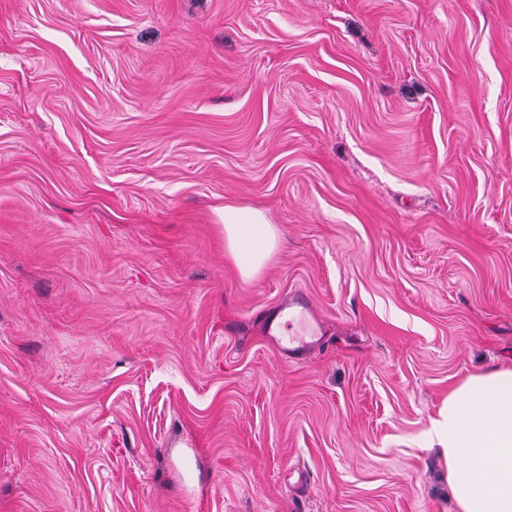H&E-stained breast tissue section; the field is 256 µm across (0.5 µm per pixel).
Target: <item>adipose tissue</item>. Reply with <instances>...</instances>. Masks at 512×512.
I'll return each instance as SVG.
<instances>
[{
  "instance_id": "ef3b65f1",
  "label": "adipose tissue",
  "mask_w": 512,
  "mask_h": 512,
  "mask_svg": "<svg viewBox=\"0 0 512 512\" xmlns=\"http://www.w3.org/2000/svg\"><path fill=\"white\" fill-rule=\"evenodd\" d=\"M222 219L227 257L243 278H254L281 244L277 231L250 207H225ZM433 430L457 512H512V366L463 380Z\"/></svg>"
}]
</instances>
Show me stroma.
I'll return each mask as SVG.
<instances>
[{
	"instance_id": "35a3bbf8",
	"label": "stroma",
	"mask_w": 512,
	"mask_h": 512,
	"mask_svg": "<svg viewBox=\"0 0 512 512\" xmlns=\"http://www.w3.org/2000/svg\"><path fill=\"white\" fill-rule=\"evenodd\" d=\"M494 365L512 0H0V512H456ZM222 219L227 257L244 279L254 278L280 247V236L257 209L224 206Z\"/></svg>"
}]
</instances>
